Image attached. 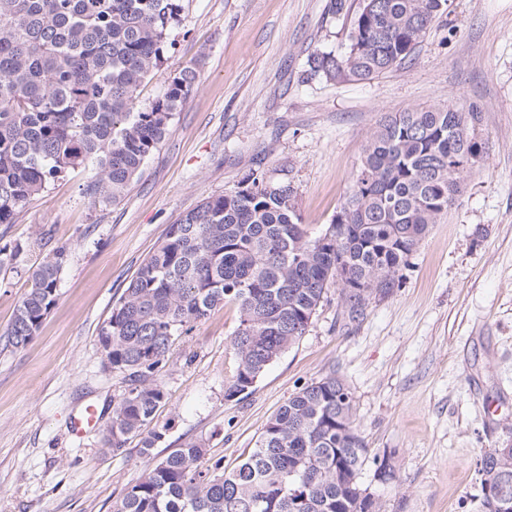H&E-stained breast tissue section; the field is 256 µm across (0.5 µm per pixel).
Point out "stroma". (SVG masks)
<instances>
[{"mask_svg": "<svg viewBox=\"0 0 512 512\" xmlns=\"http://www.w3.org/2000/svg\"><path fill=\"white\" fill-rule=\"evenodd\" d=\"M345 3L181 0L174 46L138 103L182 67L198 81L125 197L93 201L88 174L75 170L0 224V247L23 248L0 270V512H112L145 470L139 438L119 455L105 445L127 379L97 336L170 224L257 170L291 183L302 223L325 231L378 122L444 105L474 113L481 154L399 288L351 323L330 287L305 335L240 400L224 397L239 314L217 307L173 343L152 426L164 433L158 455L198 439L229 470L298 387L333 373L370 453L394 469L385 483L373 466L363 473L383 512H481L478 460L512 446V0H449L413 58L374 79L308 78L309 54L348 45L359 0ZM61 246L57 301L33 340L13 348L6 333L31 271ZM89 403L100 422L74 436L70 418Z\"/></svg>", "mask_w": 512, "mask_h": 512, "instance_id": "35a3bbf8", "label": "stroma"}]
</instances>
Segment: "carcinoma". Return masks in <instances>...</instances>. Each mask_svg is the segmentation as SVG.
Returning <instances> with one entry per match:
<instances>
[{
	"label": "carcinoma",
	"instance_id": "1",
	"mask_svg": "<svg viewBox=\"0 0 512 512\" xmlns=\"http://www.w3.org/2000/svg\"><path fill=\"white\" fill-rule=\"evenodd\" d=\"M448 0H360L349 45L313 53L309 74L370 80L405 62ZM181 22L178 0H0V224L69 170L91 173L100 202H118L186 103L196 72L168 78L162 96L136 107L140 86L161 67ZM470 112L443 106L384 118L370 135L339 223L320 233L301 223L294 189L251 173L170 225L131 276L98 333L108 364L127 374L112 407L106 445L121 454L150 428L165 393L157 374L177 337L232 302L237 366L224 397L249 393L306 333L326 290L340 283L343 313L399 287L429 226L457 202L478 157ZM66 251L37 266L7 332L25 347L57 300ZM501 449L480 460L483 512L512 507V464ZM356 428L353 397L334 374L307 383L270 419L252 454L229 473L191 440L153 461L113 512H382L361 475L378 465Z\"/></svg>",
	"mask_w": 512,
	"mask_h": 512
}]
</instances>
